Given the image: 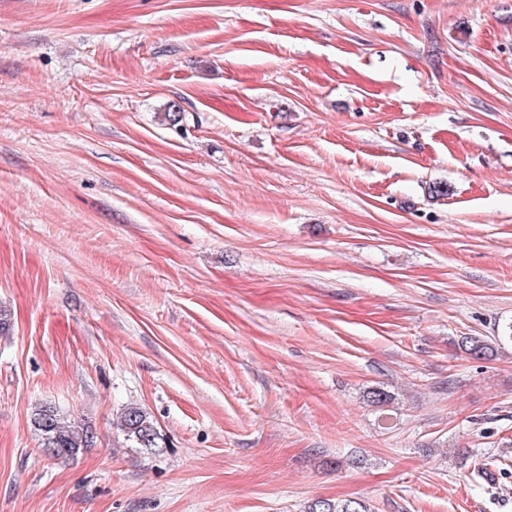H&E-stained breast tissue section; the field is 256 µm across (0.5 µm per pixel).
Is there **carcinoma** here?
Wrapping results in <instances>:
<instances>
[{"label": "carcinoma", "mask_w": 512, "mask_h": 512, "mask_svg": "<svg viewBox=\"0 0 512 512\" xmlns=\"http://www.w3.org/2000/svg\"><path fill=\"white\" fill-rule=\"evenodd\" d=\"M458 345L474 360H488L498 352L495 344L479 336H462ZM32 426L43 448L56 449L52 455L54 459H73L94 444V432L90 426L55 406L44 405L36 409ZM116 428L133 448L153 454L165 445L151 415L137 405L128 406L120 413ZM309 512H370V508L360 500L317 499L309 505Z\"/></svg>", "instance_id": "carcinoma-1"}]
</instances>
